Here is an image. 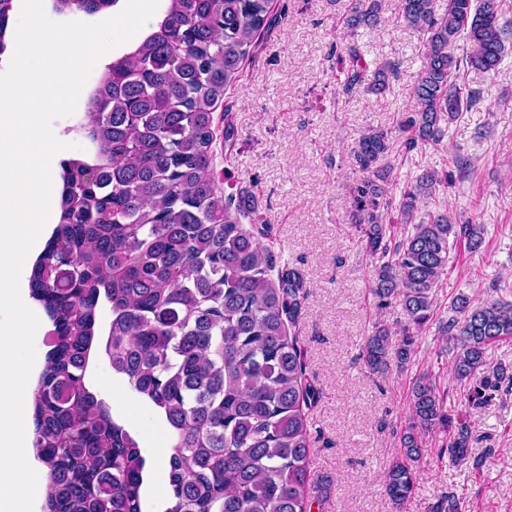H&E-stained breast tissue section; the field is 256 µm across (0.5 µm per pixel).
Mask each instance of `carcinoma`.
Listing matches in <instances>:
<instances>
[{"label": "carcinoma", "instance_id": "1", "mask_svg": "<svg viewBox=\"0 0 512 512\" xmlns=\"http://www.w3.org/2000/svg\"><path fill=\"white\" fill-rule=\"evenodd\" d=\"M118 0H55L59 11L96 13ZM274 0H169L156 26L131 52L105 67L90 100L88 163L62 162L60 220L30 277V293L52 321L50 350L33 396V445L45 467L48 512H142L145 459L136 434L117 422L85 385L100 309L109 313L104 350L112 373L169 427L170 506L166 512H313L326 486L310 483L311 410L319 390L305 378L300 319L305 289L294 267L275 269L263 239L240 218L256 210L247 194L224 196L212 171L213 109L268 31ZM13 0H0V52ZM379 0H350L344 25L377 24ZM500 0H399L398 19L422 35L425 62L415 106L399 120L404 148L438 144L445 127L480 93L457 83L460 64L496 70L512 35ZM469 51L457 57L458 42ZM345 95L366 84L383 90L396 73L370 68L348 52ZM393 149L371 130L352 150L366 177L352 188L351 223L374 260L378 307L400 302L408 325L395 337L377 326L362 346L367 368L388 372L411 361L414 334L434 307V291L453 246L477 248L481 227L440 213L416 218L420 195L448 182L423 173L394 199L379 161ZM397 209L411 229L397 235L384 212ZM277 277H272V271ZM440 332L453 343V374L481 407L512 374L489 366L486 348L512 337V301L460 295ZM413 417L400 435L385 492L397 506L415 488L421 435L452 430L441 453L467 457L472 430L452 425L429 373L411 390Z\"/></svg>", "mask_w": 512, "mask_h": 512}]
</instances>
